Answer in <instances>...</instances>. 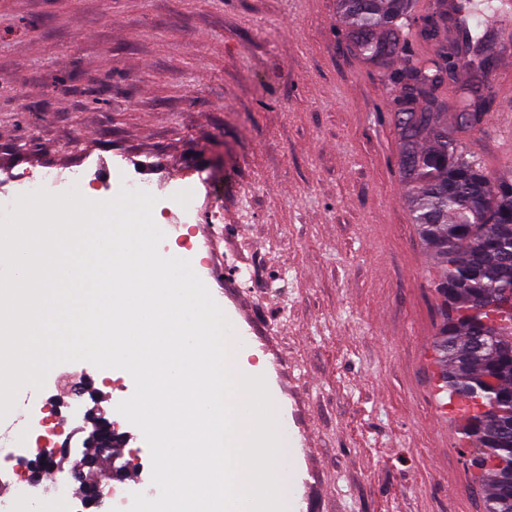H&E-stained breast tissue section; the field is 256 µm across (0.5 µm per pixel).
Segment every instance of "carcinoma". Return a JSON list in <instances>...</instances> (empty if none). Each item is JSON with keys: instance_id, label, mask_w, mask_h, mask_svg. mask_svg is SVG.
<instances>
[{"instance_id": "carcinoma-1", "label": "carcinoma", "mask_w": 512, "mask_h": 512, "mask_svg": "<svg viewBox=\"0 0 512 512\" xmlns=\"http://www.w3.org/2000/svg\"><path fill=\"white\" fill-rule=\"evenodd\" d=\"M359 55L402 65L385 79L404 120L400 166L412 217L437 258L435 288L444 303L432 344L448 394L481 413L457 423L462 454L485 492L486 512H512V181L495 182L465 157L459 133L473 128L491 97L448 101L441 89L460 71L448 50V0H338ZM435 45L411 48L413 33Z\"/></svg>"}]
</instances>
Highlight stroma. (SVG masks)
<instances>
[{
    "instance_id": "obj_1",
    "label": "stroma",
    "mask_w": 512,
    "mask_h": 512,
    "mask_svg": "<svg viewBox=\"0 0 512 512\" xmlns=\"http://www.w3.org/2000/svg\"><path fill=\"white\" fill-rule=\"evenodd\" d=\"M512 62L464 69L492 112L467 158L512 181L497 86ZM394 92L349 43L337 0H0V183L93 156L126 173L196 181L191 248L230 269L229 299L281 361L280 402L312 431L308 512H485L456 431L425 390L436 260L399 169ZM85 409L130 397L125 371L64 364ZM119 464L150 470L120 420Z\"/></svg>"
}]
</instances>
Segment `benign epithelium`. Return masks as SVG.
Segmentation results:
<instances>
[{"mask_svg":"<svg viewBox=\"0 0 512 512\" xmlns=\"http://www.w3.org/2000/svg\"><path fill=\"white\" fill-rule=\"evenodd\" d=\"M86 419L92 424V430L83 442V447L87 448V451L81 458V468L86 470L91 478L83 480L82 496L89 506L98 508L103 501V480L122 472V469L114 467V449L123 447L124 436L119 434L112 422L102 415L89 413ZM57 467V456L42 455L36 468L27 469L28 479L32 481L37 473L54 471Z\"/></svg>","mask_w":512,"mask_h":512,"instance_id":"benign-epithelium-1","label":"benign epithelium"}]
</instances>
